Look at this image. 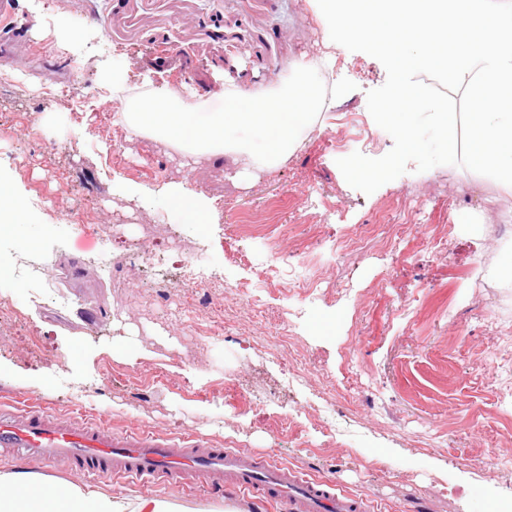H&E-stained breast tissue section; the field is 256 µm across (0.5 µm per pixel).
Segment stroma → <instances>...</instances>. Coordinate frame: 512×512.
I'll list each match as a JSON object with an SVG mask.
<instances>
[{"label": "stroma", "mask_w": 512, "mask_h": 512, "mask_svg": "<svg viewBox=\"0 0 512 512\" xmlns=\"http://www.w3.org/2000/svg\"><path fill=\"white\" fill-rule=\"evenodd\" d=\"M13 10L0 25V185L21 202L25 260L42 269L0 283V407L39 405L116 434L203 436L335 481L372 512H473L512 498V223L501 250L488 226L512 214V195L460 166L411 170L369 195L346 182L326 133L353 117L368 136L345 151L378 158L393 146L367 108L387 78L377 59L328 49L312 0H13ZM326 55L355 88L272 172L233 153L194 162L152 135L128 140L118 121L144 92L202 108L274 92L277 72ZM73 78L78 102L43 98ZM45 112L54 123L36 127ZM174 193L206 200L203 222H175L161 204ZM408 194L428 201L426 235L374 244L359 261L334 256L348 228ZM186 247L223 306L222 336L192 327L182 298H158ZM307 254L320 286L289 301L284 286L306 275ZM239 284L256 307L240 304ZM276 328L287 345L265 349ZM299 362L312 374L294 385ZM12 471L186 512H256L246 495L203 483L75 476L0 451V473Z\"/></svg>", "instance_id": "35a3bbf8"}]
</instances>
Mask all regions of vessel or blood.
<instances>
[{
  "label": "vessel or blood",
  "mask_w": 512,
  "mask_h": 512,
  "mask_svg": "<svg viewBox=\"0 0 512 512\" xmlns=\"http://www.w3.org/2000/svg\"><path fill=\"white\" fill-rule=\"evenodd\" d=\"M0 447L20 449L41 463H63L76 475L123 474L166 481L177 489L203 475L273 501L282 512H372L369 500L340 491L335 484L302 478L270 460L216 447L203 437H121L95 422L48 419L36 407L0 410Z\"/></svg>",
  "instance_id": "b4317fda"
}]
</instances>
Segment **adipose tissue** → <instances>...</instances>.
I'll return each instance as SVG.
<instances>
[{
    "label": "adipose tissue",
    "instance_id": "1",
    "mask_svg": "<svg viewBox=\"0 0 512 512\" xmlns=\"http://www.w3.org/2000/svg\"><path fill=\"white\" fill-rule=\"evenodd\" d=\"M0 512H171L169 503L150 497L127 504L74 483L46 486L32 474L0 473Z\"/></svg>",
    "mask_w": 512,
    "mask_h": 512
}]
</instances>
